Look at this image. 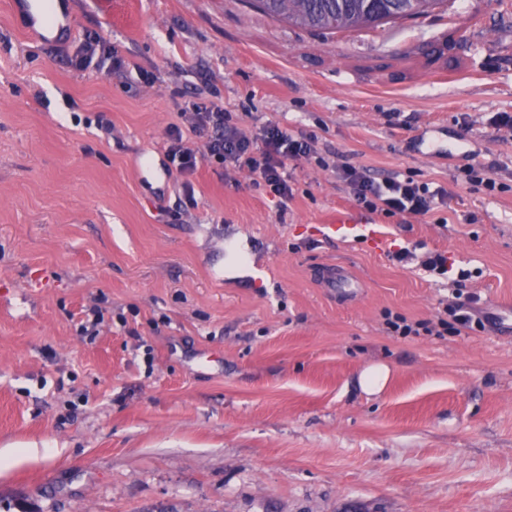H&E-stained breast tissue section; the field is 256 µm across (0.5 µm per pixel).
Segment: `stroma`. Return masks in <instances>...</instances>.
<instances>
[{"mask_svg":"<svg viewBox=\"0 0 512 512\" xmlns=\"http://www.w3.org/2000/svg\"><path fill=\"white\" fill-rule=\"evenodd\" d=\"M62 2L72 31L46 40L0 0V449L39 452L0 467V512H512V336L488 322L512 302V130L493 123L512 0L338 39L242 0ZM88 33L138 71L74 70ZM196 95L246 134L316 135L292 198L212 160L170 169ZM477 164L502 191L463 186ZM346 167L448 204L365 210ZM344 211L384 244L321 236ZM235 242L251 275H227ZM431 252L465 287L424 270ZM332 269L357 292L325 287ZM465 302L479 327L386 324ZM373 363L390 377L368 395ZM389 378L388 367L384 364H371L360 374V386L366 393L373 394L385 387Z\"/></svg>","mask_w":512,"mask_h":512,"instance_id":"35a3bbf8","label":"stroma"}]
</instances>
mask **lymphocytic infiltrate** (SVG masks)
<instances>
[{
  "label": "lymphocytic infiltrate",
  "instance_id": "1",
  "mask_svg": "<svg viewBox=\"0 0 512 512\" xmlns=\"http://www.w3.org/2000/svg\"><path fill=\"white\" fill-rule=\"evenodd\" d=\"M183 116L186 125L171 127L167 150L171 168L182 174H193L199 161L209 157L247 170L254 175L256 185L285 201L292 195L289 161L309 157L314 152L315 136L296 137L276 123L264 125L249 136L231 125L223 108L212 102H188ZM194 136L203 139V149L192 146L190 139ZM344 177L358 205L388 216H424L448 203L445 188H433L410 177L379 181L353 168L345 169Z\"/></svg>",
  "mask_w": 512,
  "mask_h": 512
}]
</instances>
